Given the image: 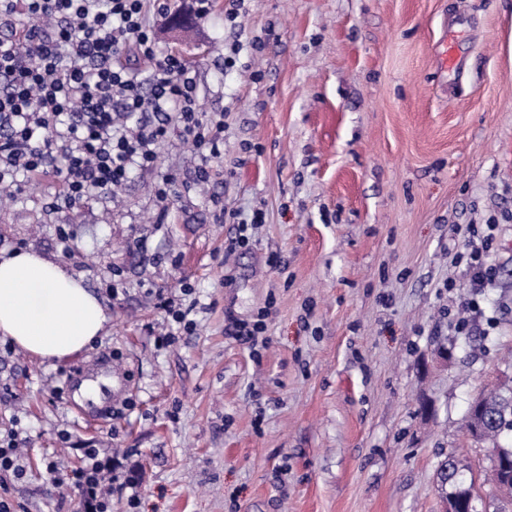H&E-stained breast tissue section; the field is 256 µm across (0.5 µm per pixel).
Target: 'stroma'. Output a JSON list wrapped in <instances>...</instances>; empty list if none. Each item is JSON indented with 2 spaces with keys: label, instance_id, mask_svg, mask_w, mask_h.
<instances>
[{
  "label": "stroma",
  "instance_id": "35a3bbf8",
  "mask_svg": "<svg viewBox=\"0 0 512 512\" xmlns=\"http://www.w3.org/2000/svg\"><path fill=\"white\" fill-rule=\"evenodd\" d=\"M181 3L147 17L223 114L231 175L196 188L201 156L172 136L111 200L54 211L36 180L0 207V252L65 264L68 225L109 318L63 360L0 338V428L31 438L16 512H79L46 465L87 448L137 484L112 512H440L448 454L490 467L470 402L512 379V0H242L233 19L209 0L177 44ZM223 210L264 221L243 244ZM473 227L496 275L467 308ZM260 316L262 344L232 336Z\"/></svg>",
  "mask_w": 512,
  "mask_h": 512
}]
</instances>
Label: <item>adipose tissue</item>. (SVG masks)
Returning <instances> with one entry per match:
<instances>
[{
    "label": "adipose tissue",
    "instance_id": "adipose-tissue-1",
    "mask_svg": "<svg viewBox=\"0 0 512 512\" xmlns=\"http://www.w3.org/2000/svg\"><path fill=\"white\" fill-rule=\"evenodd\" d=\"M108 317L82 277L45 256H0V336L30 355L61 360L79 354Z\"/></svg>",
    "mask_w": 512,
    "mask_h": 512
}]
</instances>
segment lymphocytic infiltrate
<instances>
[{
    "instance_id": "obj_1",
    "label": "lymphocytic infiltrate",
    "mask_w": 512,
    "mask_h": 512,
    "mask_svg": "<svg viewBox=\"0 0 512 512\" xmlns=\"http://www.w3.org/2000/svg\"><path fill=\"white\" fill-rule=\"evenodd\" d=\"M0 192L22 193L21 175L54 184V204L73 208L108 196L131 170L154 167L158 145L177 127L202 155L199 183L224 154V117L203 118L190 68L158 51L145 0H0ZM135 51L150 84L121 58ZM51 484L69 483L81 512H112L105 484L118 481L102 449L82 464L49 462Z\"/></svg>"
}]
</instances>
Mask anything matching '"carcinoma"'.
Instances as JSON below:
<instances>
[{
	"instance_id": "carcinoma-1",
	"label": "carcinoma",
	"mask_w": 512,
	"mask_h": 512,
	"mask_svg": "<svg viewBox=\"0 0 512 512\" xmlns=\"http://www.w3.org/2000/svg\"><path fill=\"white\" fill-rule=\"evenodd\" d=\"M466 432L477 442L489 443L492 448L501 447L499 439L509 430L512 431V381L506 379L495 388L479 394L476 406L468 408L464 419ZM506 456L491 458V470L487 481L492 486L503 482V478L512 469V448L505 449ZM469 469L458 465V474L448 485L454 494L458 506L466 507L468 499L482 500L475 488V479L467 475Z\"/></svg>"
}]
</instances>
